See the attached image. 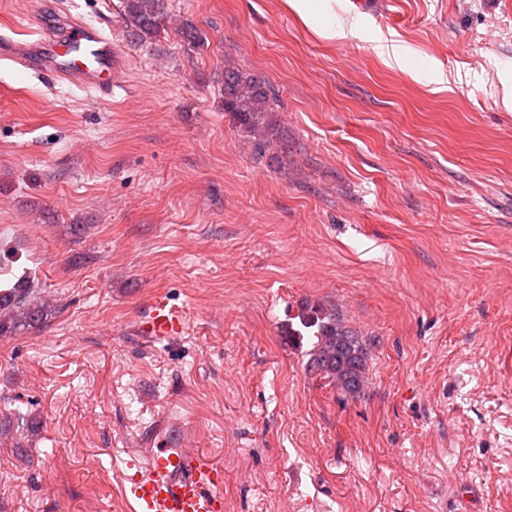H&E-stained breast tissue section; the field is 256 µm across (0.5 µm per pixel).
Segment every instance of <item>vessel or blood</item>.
<instances>
[{
  "label": "vessel or blood",
  "instance_id": "vessel-or-blood-1",
  "mask_svg": "<svg viewBox=\"0 0 512 512\" xmlns=\"http://www.w3.org/2000/svg\"><path fill=\"white\" fill-rule=\"evenodd\" d=\"M0 57L37 66L57 81L105 96L112 93L117 64L112 39L88 24L74 22L59 32L46 31L30 49L2 40ZM139 330L151 341H168L182 333V316L167 302L157 301ZM222 483L221 470L193 450L157 448L149 453L127 493L138 512H222Z\"/></svg>",
  "mask_w": 512,
  "mask_h": 512
}]
</instances>
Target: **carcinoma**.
<instances>
[{"instance_id":"obj_1","label":"carcinoma","mask_w":512,"mask_h":512,"mask_svg":"<svg viewBox=\"0 0 512 512\" xmlns=\"http://www.w3.org/2000/svg\"><path fill=\"white\" fill-rule=\"evenodd\" d=\"M128 35L141 39L157 33L167 20L164 0H124ZM276 97L262 78L241 70L233 63L224 65V111L231 113L240 127L261 144L280 137L269 119ZM45 301L27 282L0 290V337L39 326L46 316ZM298 324H288L286 335L292 341L304 334L315 338L310 365L316 373L342 394L361 393L366 377V342L341 324L336 310L320 303L302 306Z\"/></svg>"}]
</instances>
